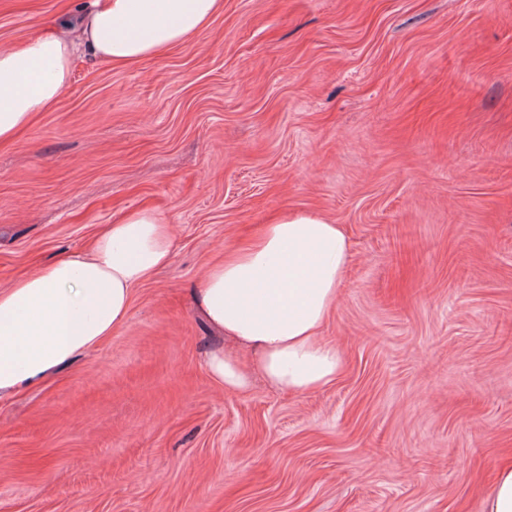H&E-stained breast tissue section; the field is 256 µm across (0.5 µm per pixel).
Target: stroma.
<instances>
[{
  "label": "stroma",
  "instance_id": "35a3bbf8",
  "mask_svg": "<svg viewBox=\"0 0 512 512\" xmlns=\"http://www.w3.org/2000/svg\"><path fill=\"white\" fill-rule=\"evenodd\" d=\"M92 0H0V47ZM171 264L0 400V512H483L512 454V0H224L179 47L75 58L0 147V288L142 207ZM340 225L345 370L225 392L194 306L283 211Z\"/></svg>",
  "mask_w": 512,
  "mask_h": 512
}]
</instances>
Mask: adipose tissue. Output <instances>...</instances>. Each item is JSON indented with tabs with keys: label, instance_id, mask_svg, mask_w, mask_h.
Listing matches in <instances>:
<instances>
[{
	"label": "adipose tissue",
	"instance_id": "adipose-tissue-1",
	"mask_svg": "<svg viewBox=\"0 0 512 512\" xmlns=\"http://www.w3.org/2000/svg\"><path fill=\"white\" fill-rule=\"evenodd\" d=\"M222 0H94L75 19L0 47V144L52 107L77 51L135 66L205 29ZM170 227L151 209L102 225L86 249L61 255L0 289V399L49 379L125 324L133 291L168 266ZM349 262L339 225L287 212L225 247L194 292L224 343L206 351L208 375L233 393L260 375L298 396L335 382L344 361L322 336Z\"/></svg>",
	"mask_w": 512,
	"mask_h": 512
}]
</instances>
